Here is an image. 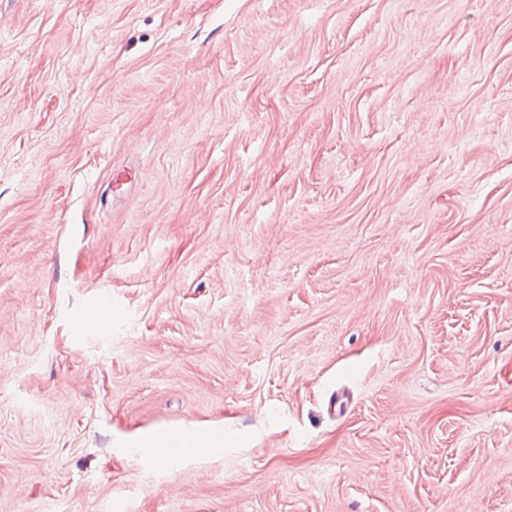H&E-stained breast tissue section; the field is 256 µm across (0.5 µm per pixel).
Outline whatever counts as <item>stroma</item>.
I'll use <instances>...</instances> for the list:
<instances>
[{
    "instance_id": "obj_1",
    "label": "stroma",
    "mask_w": 512,
    "mask_h": 512,
    "mask_svg": "<svg viewBox=\"0 0 512 512\" xmlns=\"http://www.w3.org/2000/svg\"><path fill=\"white\" fill-rule=\"evenodd\" d=\"M0 512H512V0H0ZM181 448L186 456H192L199 451L224 448V433L218 431L206 433H189L180 439Z\"/></svg>"
}]
</instances>
